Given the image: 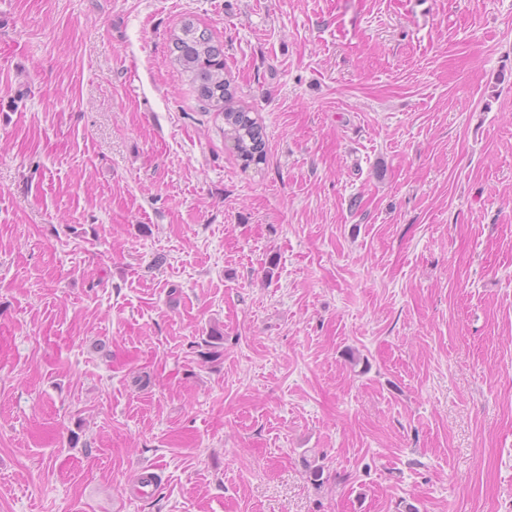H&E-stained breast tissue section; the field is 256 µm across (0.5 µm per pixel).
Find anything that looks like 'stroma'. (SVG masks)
Listing matches in <instances>:
<instances>
[{"mask_svg": "<svg viewBox=\"0 0 512 512\" xmlns=\"http://www.w3.org/2000/svg\"><path fill=\"white\" fill-rule=\"evenodd\" d=\"M411 507L512 512V0H0V512ZM174 61L188 74L198 101L205 110L224 114V138L232 142L243 168L265 161L263 126L252 111L237 104L236 92L224 69V50L214 44L206 31H198L191 21L173 34Z\"/></svg>", "mask_w": 512, "mask_h": 512, "instance_id": "stroma-1", "label": "stroma"}]
</instances>
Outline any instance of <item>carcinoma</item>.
Wrapping results in <instances>:
<instances>
[{
    "instance_id": "cac0c4a2",
    "label": "carcinoma",
    "mask_w": 512,
    "mask_h": 512,
    "mask_svg": "<svg viewBox=\"0 0 512 512\" xmlns=\"http://www.w3.org/2000/svg\"><path fill=\"white\" fill-rule=\"evenodd\" d=\"M174 61L188 74L198 101L206 110L224 114V138L232 142L243 168L265 161L263 126L251 110L237 104L235 88L224 69V50L187 21L173 35Z\"/></svg>"
}]
</instances>
